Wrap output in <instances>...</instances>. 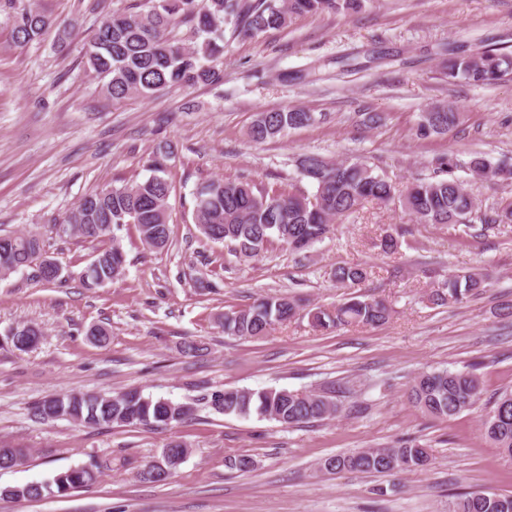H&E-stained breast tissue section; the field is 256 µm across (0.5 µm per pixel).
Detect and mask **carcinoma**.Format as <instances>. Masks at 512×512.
Here are the masks:
<instances>
[{"instance_id": "cac0c4a2", "label": "carcinoma", "mask_w": 512, "mask_h": 512, "mask_svg": "<svg viewBox=\"0 0 512 512\" xmlns=\"http://www.w3.org/2000/svg\"><path fill=\"white\" fill-rule=\"evenodd\" d=\"M364 0H133L130 11L105 17L89 40L87 63L94 77L104 82L112 99L131 94L150 97L165 89L210 84L219 79L216 62L224 53V28L254 37L270 29L288 26L294 15H322L358 12ZM53 20L29 7L17 16L13 29L15 41L26 45L45 33ZM186 26L188 36L175 30ZM512 75V55L493 49L481 53H458L448 59V77L471 85H492ZM459 114L447 105H434L421 113L417 135L428 138L443 135L455 127ZM312 115L303 109L266 111L256 115L249 135L256 141L272 140L288 128L305 127ZM169 152L157 150L147 160L150 175L122 187L92 192L71 210L66 224L80 228L70 232L93 240L110 236L112 226L127 223L126 215L138 214V231L144 244L152 249L166 247L170 239L168 199L172 183L168 178ZM440 178L417 180L400 191L391 180L372 173L358 162L331 163L310 155L302 163L301 175L314 186L313 194L284 192L259 186L245 179L213 180L193 192V220L209 225L205 236L214 242H226L244 256H257L268 245L278 242L300 253L321 241L341 216L353 214L366 200L387 204L401 198L403 207L425 224H463L468 228L480 223L486 228L512 220V202L481 213L463 184L453 175L455 162L450 155L434 159ZM470 171L485 179L512 177V171L493 165L482 155L469 162ZM0 252L10 253L12 264L0 263V277L30 266L44 253L42 239L34 233L0 235ZM120 248L97 251L98 269L83 278L88 288H97L114 279ZM336 284L353 288L367 278L359 265H339L333 271ZM486 279L479 273L448 275L441 286L431 291L435 303L463 304L485 291ZM299 311L296 300L283 295L264 297L252 305L224 314V333L244 339H259L277 325L291 321ZM391 313L388 302L380 297L350 293L334 308L316 307L307 312L310 325L317 331H334L349 326H376L385 323ZM17 332L6 337L11 346L28 352L41 342L34 324L22 322ZM478 364L463 370L426 371L411 386L412 402L424 413L441 420L456 417L482 400L483 383ZM483 419L487 437L512 460V390H503L488 400ZM143 395L137 388L110 396L83 392L52 395L32 407L39 418L52 411L61 418L87 427L102 425H142L158 427L180 422L193 413L192 407ZM218 408L226 415L275 420L284 425L321 421L334 417L338 404L333 396L320 392L288 389H233L224 391ZM25 457L22 448L0 450V468L18 465ZM431 461L429 448L415 440L393 448H365L347 455L325 459L320 468L328 473L358 472L398 474L424 467ZM231 470L247 472L254 462L240 454L225 459ZM100 466L71 468L41 483V489L25 488L13 492L0 489V496L33 501L40 493L64 496L96 481ZM448 512H512V494L493 490L465 491L454 495Z\"/></svg>"}]
</instances>
